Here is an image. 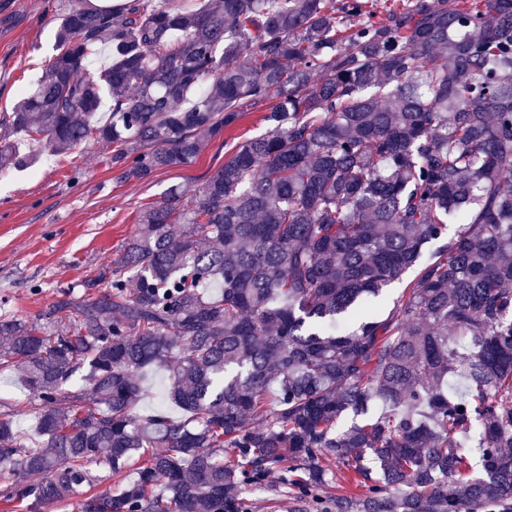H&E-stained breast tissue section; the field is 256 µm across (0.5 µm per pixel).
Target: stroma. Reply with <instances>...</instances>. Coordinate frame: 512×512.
Masks as SVG:
<instances>
[{
	"label": "stroma",
	"instance_id": "obj_1",
	"mask_svg": "<svg viewBox=\"0 0 512 512\" xmlns=\"http://www.w3.org/2000/svg\"><path fill=\"white\" fill-rule=\"evenodd\" d=\"M71 2L0 0V113L11 111L21 87L55 55V20ZM266 113L263 104L249 108L195 162L146 181L117 180L109 151L99 145L66 157L44 152L32 167L0 172V314L33 317L61 292L81 294L85 280L119 259L144 205L172 185L191 189L204 182L238 145L268 130ZM0 403L9 406L15 428L35 436L38 407L19 370L0 369ZM332 470V484L301 497L285 486L283 468L241 495L250 512H326L351 490L344 466Z\"/></svg>",
	"mask_w": 512,
	"mask_h": 512
}]
</instances>
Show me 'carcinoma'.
<instances>
[{"instance_id":"1","label":"carcinoma","mask_w":512,"mask_h":512,"mask_svg":"<svg viewBox=\"0 0 512 512\" xmlns=\"http://www.w3.org/2000/svg\"><path fill=\"white\" fill-rule=\"evenodd\" d=\"M56 38L0 172L98 144L145 181L252 105L269 130L80 296L0 318L39 402L35 444L0 415V502L249 512L287 461L304 494L346 468L334 512H512V0H75ZM152 369L182 417L137 411Z\"/></svg>"}]
</instances>
